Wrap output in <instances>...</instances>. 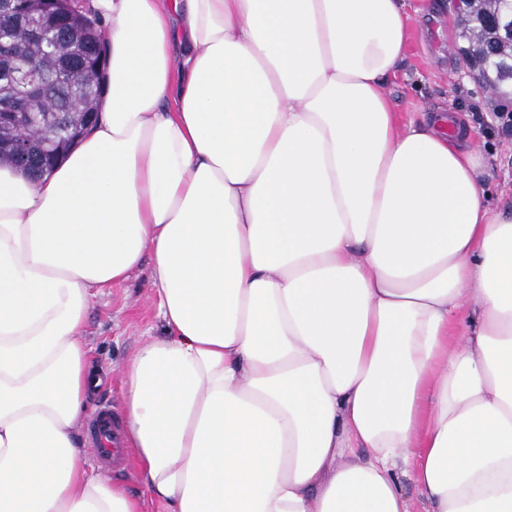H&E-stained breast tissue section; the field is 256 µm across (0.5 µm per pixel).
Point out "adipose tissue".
I'll use <instances>...</instances> for the list:
<instances>
[{
	"label": "adipose tissue",
	"instance_id": "adipose-tissue-1",
	"mask_svg": "<svg viewBox=\"0 0 512 512\" xmlns=\"http://www.w3.org/2000/svg\"><path fill=\"white\" fill-rule=\"evenodd\" d=\"M99 119L0 165V512H142L86 466L93 292L167 327L122 433L163 512H512V209L454 112L400 124L405 0H79Z\"/></svg>",
	"mask_w": 512,
	"mask_h": 512
}]
</instances>
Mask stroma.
<instances>
[{
	"mask_svg": "<svg viewBox=\"0 0 512 512\" xmlns=\"http://www.w3.org/2000/svg\"><path fill=\"white\" fill-rule=\"evenodd\" d=\"M411 42L402 71L385 86L401 122L456 109L474 149L483 154L481 171L493 204L512 203V133L501 134L492 112L490 94L457 53L453 6H432L416 13L408 0ZM166 327L152 294L151 263L143 261L123 285L100 290L92 299L83 339L92 352V367L102 383L90 398L91 408L111 405L123 410V375L135 351L164 337Z\"/></svg>",
	"mask_w": 512,
	"mask_h": 512,
	"instance_id": "35a3bbf8",
	"label": "stroma"
}]
</instances>
